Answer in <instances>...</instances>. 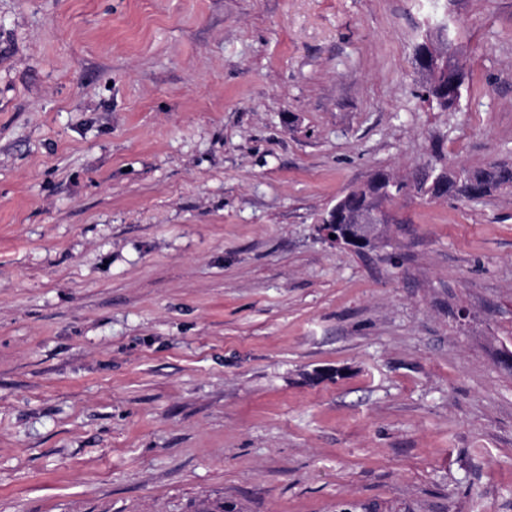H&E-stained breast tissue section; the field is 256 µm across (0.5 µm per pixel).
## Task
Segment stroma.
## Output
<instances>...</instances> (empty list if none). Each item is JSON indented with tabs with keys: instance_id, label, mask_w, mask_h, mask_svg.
<instances>
[{
	"instance_id": "obj_1",
	"label": "stroma",
	"mask_w": 512,
	"mask_h": 512,
	"mask_svg": "<svg viewBox=\"0 0 512 512\" xmlns=\"http://www.w3.org/2000/svg\"><path fill=\"white\" fill-rule=\"evenodd\" d=\"M436 151L512 157V0H0V512H512V195L319 230ZM444 45L437 48L436 43L429 44L428 53L421 58V67L426 74L427 80H433L438 69L447 67Z\"/></svg>"
}]
</instances>
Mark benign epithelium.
<instances>
[{"label": "benign epithelium", "instance_id": "obj_1", "mask_svg": "<svg viewBox=\"0 0 512 512\" xmlns=\"http://www.w3.org/2000/svg\"><path fill=\"white\" fill-rule=\"evenodd\" d=\"M446 66L445 48L434 43L429 45L428 53L421 58L426 78L433 79L435 73ZM390 222V211L380 206L370 207L361 197L349 194L340 208L325 218L321 232L327 238L336 235L332 243L340 248L358 249L379 239L382 229Z\"/></svg>", "mask_w": 512, "mask_h": 512}]
</instances>
